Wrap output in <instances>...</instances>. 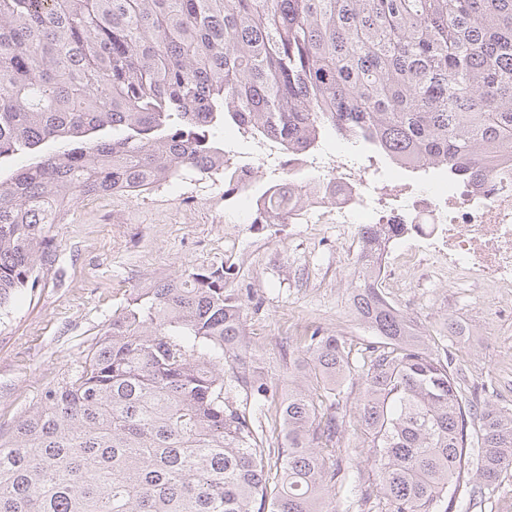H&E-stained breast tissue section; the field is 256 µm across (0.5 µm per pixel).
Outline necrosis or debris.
Segmentation results:
<instances>
[{"instance_id": "obj_1", "label": "necrosis or debris", "mask_w": 512, "mask_h": 512, "mask_svg": "<svg viewBox=\"0 0 512 512\" xmlns=\"http://www.w3.org/2000/svg\"><path fill=\"white\" fill-rule=\"evenodd\" d=\"M484 180L449 178L446 188L417 178L415 161L381 172L371 156L339 144L308 155H284L269 141L240 149L224 143L229 197L252 208L268 199L269 186L297 180L303 197L292 224H404L416 236L448 251L440 270L496 294L512 293V159L493 158Z\"/></svg>"}]
</instances>
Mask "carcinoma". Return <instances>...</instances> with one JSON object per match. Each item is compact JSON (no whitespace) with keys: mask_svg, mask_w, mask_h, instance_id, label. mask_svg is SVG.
<instances>
[{"mask_svg":"<svg viewBox=\"0 0 512 512\" xmlns=\"http://www.w3.org/2000/svg\"><path fill=\"white\" fill-rule=\"evenodd\" d=\"M226 125L245 146L331 132L475 179L512 153V0H0V308L54 262L71 202L211 174ZM403 228L361 229L352 306L380 341L355 408L351 348L314 331L268 440L233 394L268 401L229 271L186 270L132 294L0 434V512H324L353 419L388 512L482 493L512 465V413L479 407L378 288Z\"/></svg>","mask_w":512,"mask_h":512,"instance_id":"1","label":"carcinoma"}]
</instances>
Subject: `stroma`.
I'll return each instance as SVG.
<instances>
[{"label": "stroma", "instance_id": "stroma-1", "mask_svg": "<svg viewBox=\"0 0 512 512\" xmlns=\"http://www.w3.org/2000/svg\"><path fill=\"white\" fill-rule=\"evenodd\" d=\"M57 257L35 287L0 309V431L75 366L113 312L139 288L192 268L224 266L241 300L258 377L288 390L286 346L313 330L373 342L350 309L361 238L354 224H234L224 221V181L197 175L178 190L82 199L53 225ZM384 297L449 350L472 393L512 409V296L439 278L424 241L391 247ZM365 435L347 426L346 479L327 512H367L372 490Z\"/></svg>", "mask_w": 512, "mask_h": 512}]
</instances>
